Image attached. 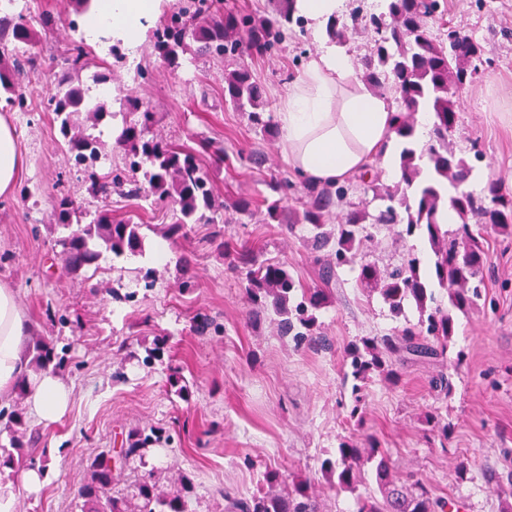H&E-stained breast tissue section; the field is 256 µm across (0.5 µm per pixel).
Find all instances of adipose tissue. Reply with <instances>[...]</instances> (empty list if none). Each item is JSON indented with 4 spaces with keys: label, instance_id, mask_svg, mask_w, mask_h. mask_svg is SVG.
Wrapping results in <instances>:
<instances>
[{
    "label": "adipose tissue",
    "instance_id": "1",
    "mask_svg": "<svg viewBox=\"0 0 512 512\" xmlns=\"http://www.w3.org/2000/svg\"><path fill=\"white\" fill-rule=\"evenodd\" d=\"M161 0H99V24L113 35L138 45L142 18L157 12ZM394 108L389 98L371 93L353 65L326 46L310 56L303 71L290 81L278 104L277 117L288 161L304 178L336 182L365 170L383 145L395 138ZM22 157L15 130L0 114V198L10 196ZM29 324L14 289L0 284V396L27 382L29 412L41 423L58 421L70 391L53 371L29 375L22 348Z\"/></svg>",
    "mask_w": 512,
    "mask_h": 512
}]
</instances>
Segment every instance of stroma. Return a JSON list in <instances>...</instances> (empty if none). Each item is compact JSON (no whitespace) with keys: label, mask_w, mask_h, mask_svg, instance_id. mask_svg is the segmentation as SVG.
Here are the masks:
<instances>
[{"label":"stroma","mask_w":512,"mask_h":512,"mask_svg":"<svg viewBox=\"0 0 512 512\" xmlns=\"http://www.w3.org/2000/svg\"><path fill=\"white\" fill-rule=\"evenodd\" d=\"M32 15L51 14L56 24L38 34L28 55L34 66L14 73L30 93V113H10L23 166L17 184L28 196L0 200V283L17 292L31 332L54 345L64 360L60 375L71 389L57 422L27 418L36 443L13 449L0 480L18 484L14 512H80V487L89 464L102 451L127 447L132 436L152 428L158 442L123 462L114 493L130 495L141 478L165 489L183 488L188 512H227L231 500L260 498L269 484L308 483L321 512H355L357 494L335 491L323 472L343 441L374 437L398 478L426 479L434 496L459 512H504L512 504V237L485 227L489 256L484 282L495 308L456 314L448 350L437 358L393 356L394 378L373 375L355 385L344 361L346 346L362 336L399 338L419 313L407 307L393 317L378 293L358 286L357 273L338 269L326 278L330 249H313L310 227L300 221L306 199L301 178L288 163L276 106L287 83L303 70L326 34L308 22L291 25L283 45L261 58L215 60L190 44L181 68L170 72L155 57L150 40L121 56L92 40V71L112 87L101 95L85 81L89 97H105L116 118L81 130L106 145L98 173L122 164L114 134L139 114L122 110L117 98L135 89L158 114L146 138L175 145L209 143L200 163L214 185L217 208L211 222L187 225L169 235L172 207L115 190L94 194L60 150L62 136L43 101L54 72L64 65L61 49L74 34L75 0H27ZM434 35L456 27L487 43L490 60L460 97L453 135L456 153L477 162L475 187L497 180L512 194V0H440ZM245 64L264 90L272 121L260 129L248 111L224 99V72ZM291 183L276 223H266L263 195L269 179ZM76 205L73 224L99 213L138 224L145 248L123 256L103 252L97 263L71 273L50 264L62 227L52 214L61 197ZM252 201L251 214L224 207L231 199ZM380 227L367 251L379 268L400 265L419 253L423 240ZM233 239L254 247L260 259L286 263L303 288L328 297L317 313V332L328 347L296 346L280 335L270 302L255 304L244 280L231 268L219 243ZM207 328H199L200 318ZM446 373L448 392L430 380ZM179 374L181 388L169 377ZM358 416H350L353 404ZM447 423L433 432L427 416ZM45 460L50 479L39 489L21 487L30 459Z\"/></svg>","instance_id":"1"}]
</instances>
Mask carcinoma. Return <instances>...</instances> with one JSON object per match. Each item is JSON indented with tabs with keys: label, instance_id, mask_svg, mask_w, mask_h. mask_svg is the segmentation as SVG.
<instances>
[{
	"label": "carcinoma",
	"instance_id": "obj_1",
	"mask_svg": "<svg viewBox=\"0 0 512 512\" xmlns=\"http://www.w3.org/2000/svg\"><path fill=\"white\" fill-rule=\"evenodd\" d=\"M287 0H277V16L259 18L247 11L224 10V0H184L176 11L164 16L152 30L155 56L167 67L177 70L188 42L199 44V51L213 58L226 56L261 57L275 49L283 40L293 14L284 7ZM438 0H386V14H372L366 27L380 34L374 40L370 55L362 60L363 80L378 91L389 89L398 99L399 109L393 118V131L399 148L398 181L395 189L380 190L371 186L375 199L383 202L378 213L371 216L355 209L336 225V235L324 231L333 199L341 200L345 190L331 193L315 184L305 187L311 201L302 214V221L311 225L316 247L322 248L336 239L335 265L348 266L358 272L357 281L378 288L394 316L404 314L405 305L415 303L420 313L418 325L406 328L402 343L388 337H367L346 351L351 376L363 382L374 372L392 374L386 354L404 351L417 357L444 354L454 334L453 312L467 313L479 302L487 301L473 280L483 278L486 252L470 225L474 219L490 224L505 233H512V196L502 192L501 185L491 180L481 195L462 189L473 172V166L456 154L449 143L457 126V100L478 73L486 54L483 44L464 30L450 29L445 38L430 33V20L437 16ZM390 22H382L384 17ZM33 42L32 27L23 12L0 15V62L6 51L3 41ZM88 53L84 43L75 42L64 59L65 69L58 75L54 93L48 97L50 110L60 122L63 153L67 161L82 168L93 189L108 193L110 189L128 187L127 194H143L176 207L173 229L197 224L212 208L213 190L209 176L200 167L197 154L191 148L175 147L158 139L144 138V130L158 122V113L142 107L137 96L129 92L121 98L126 106L141 111L140 126L122 128L116 144L124 152L125 168L136 172L150 163L144 172L146 185L128 180L122 174L104 182L97 171L103 155L102 143L80 130L77 115L81 112L100 122L109 112L104 103L85 100L81 74L88 68ZM0 88L7 94L10 110L26 112L29 94L0 70ZM224 99L235 107L252 108V120L268 125L260 109L264 102L260 88L248 69L240 68L224 75ZM431 114L430 143L416 145V114ZM273 200L267 204L268 222L280 217L287 198L288 181L269 184ZM453 211L459 223L453 229H443L439 214L443 208ZM74 202L58 200L54 220L63 227L71 225ZM381 224H400L401 234L421 236L428 242L427 253L407 260L404 265L383 273L366 260L365 245L373 238V230ZM140 225L114 220L100 214L91 223L78 225L57 241L59 256L65 269L77 272L96 262L100 248L121 256L142 251ZM228 252L235 253L236 266L254 296L272 298L273 312L280 318L283 335H313L314 311L325 304L326 295L317 289L302 294L296 300L298 288L284 263L260 261L253 249L221 242ZM448 293V307L438 303L436 289ZM35 369L45 371L56 358L55 349L39 337L32 339ZM6 426L26 433L24 412L19 406L0 410ZM372 464V478L381 497L369 493L357 498V512H445L447 502L433 498L426 484L412 476L404 484L393 480L389 460L380 452L376 441L368 437L363 442L346 441L337 450L336 461L322 464L337 489L355 490L364 481V466ZM117 466L112 464L111 451L99 453L89 466V480L81 487V512H188L181 491L167 493L155 483L143 479L136 485V508H130L124 496L112 494L117 479ZM231 512H318L314 500L303 485L292 491L269 492L262 498L236 499Z\"/></svg>",
	"mask_w": 512,
	"mask_h": 512
}]
</instances>
